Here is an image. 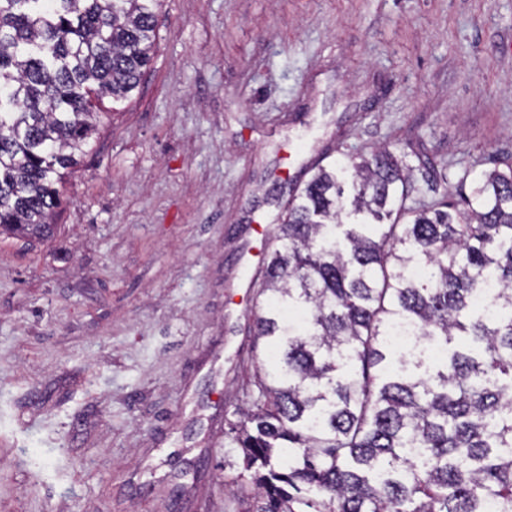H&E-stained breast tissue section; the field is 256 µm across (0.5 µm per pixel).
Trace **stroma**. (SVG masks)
<instances>
[{
	"label": "stroma",
	"instance_id": "stroma-1",
	"mask_svg": "<svg viewBox=\"0 0 512 512\" xmlns=\"http://www.w3.org/2000/svg\"><path fill=\"white\" fill-rule=\"evenodd\" d=\"M98 109L54 237L0 236V512H244L256 226L381 146L417 207L512 158V0H164Z\"/></svg>",
	"mask_w": 512,
	"mask_h": 512
}]
</instances>
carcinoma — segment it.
Wrapping results in <instances>:
<instances>
[{
	"mask_svg": "<svg viewBox=\"0 0 512 512\" xmlns=\"http://www.w3.org/2000/svg\"><path fill=\"white\" fill-rule=\"evenodd\" d=\"M162 5L0 0V234H54L90 97L140 85ZM413 172L386 148L319 166L276 225L254 314L273 360L224 432L249 512H512V164L423 208Z\"/></svg>",
	"mask_w": 512,
	"mask_h": 512,
	"instance_id": "carcinoma-1",
	"label": "carcinoma"
}]
</instances>
